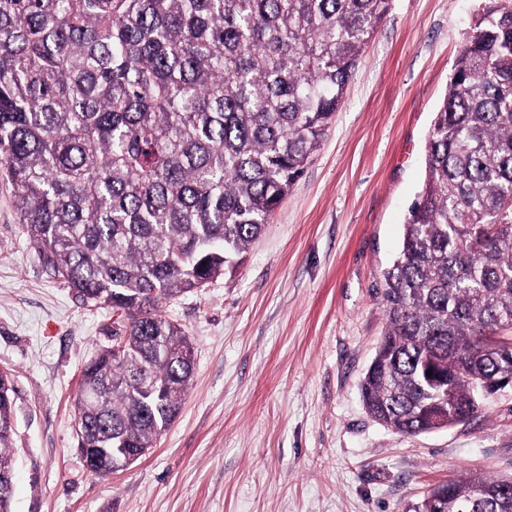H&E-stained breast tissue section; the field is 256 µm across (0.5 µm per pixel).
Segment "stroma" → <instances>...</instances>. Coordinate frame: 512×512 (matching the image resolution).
<instances>
[{"instance_id": "1", "label": "stroma", "mask_w": 512, "mask_h": 512, "mask_svg": "<svg viewBox=\"0 0 512 512\" xmlns=\"http://www.w3.org/2000/svg\"><path fill=\"white\" fill-rule=\"evenodd\" d=\"M512 0H392L313 162L242 262L163 304L193 384L156 448L109 477L73 401L112 312L43 268L0 174V372L15 389L12 512H406L467 473L512 476V391L472 419L397 434L359 386L384 336V270L474 18Z\"/></svg>"}]
</instances>
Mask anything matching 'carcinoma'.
Returning <instances> with one entry per match:
<instances>
[{"label":"carcinoma","mask_w":512,"mask_h":512,"mask_svg":"<svg viewBox=\"0 0 512 512\" xmlns=\"http://www.w3.org/2000/svg\"><path fill=\"white\" fill-rule=\"evenodd\" d=\"M391 0H0V168L46 270L108 306L83 370L90 472L157 445L192 344L162 304L224 274L313 161ZM388 330L361 383L403 435L464 422L512 369V9L487 8L431 122L425 179L384 272ZM148 378L153 393L141 390ZM13 389L0 372V512ZM407 512H512V476L430 488Z\"/></svg>","instance_id":"obj_1"}]
</instances>
